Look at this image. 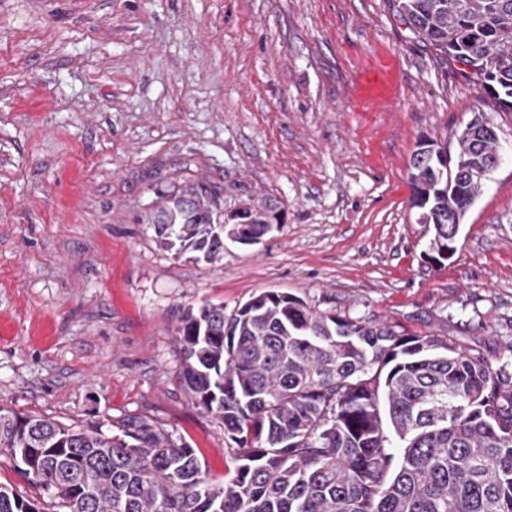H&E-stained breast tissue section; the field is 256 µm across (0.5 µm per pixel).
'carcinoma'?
Listing matches in <instances>:
<instances>
[{
  "mask_svg": "<svg viewBox=\"0 0 512 512\" xmlns=\"http://www.w3.org/2000/svg\"><path fill=\"white\" fill-rule=\"evenodd\" d=\"M422 43L468 69L512 110V0H392ZM456 158L424 136L408 164L410 206L443 263L499 160L474 116ZM219 196L186 183L149 217L159 246L220 263L236 224L254 239L280 223L258 199L217 216ZM180 383L224 428L234 475L212 483L197 451L136 416L108 435L0 411V454L57 512H512V364L451 337L397 334L265 290L227 313L204 303L175 333ZM0 483V512H44Z\"/></svg>",
  "mask_w": 512,
  "mask_h": 512,
  "instance_id": "obj_1",
  "label": "carcinoma"
}]
</instances>
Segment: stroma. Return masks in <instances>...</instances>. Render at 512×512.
<instances>
[{
  "label": "stroma",
  "mask_w": 512,
  "mask_h": 512,
  "mask_svg": "<svg viewBox=\"0 0 512 512\" xmlns=\"http://www.w3.org/2000/svg\"><path fill=\"white\" fill-rule=\"evenodd\" d=\"M478 112L500 162L433 264L407 165ZM189 182L281 222L218 264L162 250L147 218ZM264 290L512 362V110L391 0H0V408L107 433L150 415L229 480L174 329Z\"/></svg>",
  "instance_id": "obj_1"
}]
</instances>
